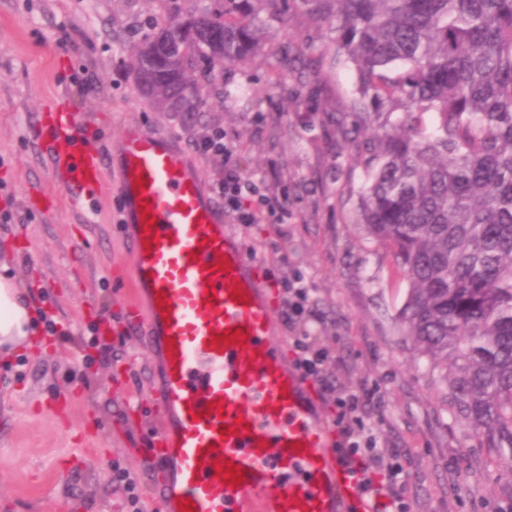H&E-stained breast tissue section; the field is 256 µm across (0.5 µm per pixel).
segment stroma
<instances>
[{"label": "stroma", "mask_w": 512, "mask_h": 512, "mask_svg": "<svg viewBox=\"0 0 512 512\" xmlns=\"http://www.w3.org/2000/svg\"><path fill=\"white\" fill-rule=\"evenodd\" d=\"M157 14L156 0H0V214H11L0 218V275L23 285L38 313L32 346L0 355V512H126L112 487L119 469L137 475L144 512L160 507L150 446L163 419L149 349L121 323L131 257L118 201L104 195L87 221L52 180L38 119L59 94L103 153L132 119L188 150L220 125L246 143L249 173L276 165L290 223L240 233L261 269L276 250L302 274L337 386L379 388L372 415L381 443L402 456L411 512H512V474L454 417L438 372L395 325L407 283L358 222L366 176L333 122L354 98L352 69L323 67L314 102L295 78H278L282 46L297 52L315 35L297 15L225 68L223 96L162 112L137 92L131 55Z\"/></svg>", "instance_id": "35a3bbf8"}]
</instances>
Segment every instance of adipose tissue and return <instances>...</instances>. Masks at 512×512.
<instances>
[{
	"mask_svg": "<svg viewBox=\"0 0 512 512\" xmlns=\"http://www.w3.org/2000/svg\"><path fill=\"white\" fill-rule=\"evenodd\" d=\"M33 315L24 289L0 276V352L8 354L31 346Z\"/></svg>",
	"mask_w": 512,
	"mask_h": 512,
	"instance_id": "adipose-tissue-1",
	"label": "adipose tissue"
}]
</instances>
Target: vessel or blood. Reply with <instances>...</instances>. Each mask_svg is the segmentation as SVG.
<instances>
[{
    "label": "vessel or blood",
    "mask_w": 512,
    "mask_h": 512,
    "mask_svg": "<svg viewBox=\"0 0 512 512\" xmlns=\"http://www.w3.org/2000/svg\"><path fill=\"white\" fill-rule=\"evenodd\" d=\"M45 141L83 213L109 187L120 201L126 323L158 359L168 422L154 442L162 512H371L313 384L273 338L256 260L178 142L129 121L103 155L58 107Z\"/></svg>",
    "instance_id": "b4317fda"
}]
</instances>
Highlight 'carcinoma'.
Listing matches in <instances>:
<instances>
[{
  "instance_id": "carcinoma-1",
  "label": "carcinoma",
  "mask_w": 512,
  "mask_h": 512,
  "mask_svg": "<svg viewBox=\"0 0 512 512\" xmlns=\"http://www.w3.org/2000/svg\"><path fill=\"white\" fill-rule=\"evenodd\" d=\"M297 10L356 75L359 222L407 282L395 323L512 471V0H211L190 40L169 36L173 66L136 48L146 97L194 111L193 85Z\"/></svg>"
}]
</instances>
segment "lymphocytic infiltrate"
Wrapping results in <instances>:
<instances>
[{"instance_id": "f902f5d3", "label": "lymphocytic infiltrate", "mask_w": 512, "mask_h": 512, "mask_svg": "<svg viewBox=\"0 0 512 512\" xmlns=\"http://www.w3.org/2000/svg\"><path fill=\"white\" fill-rule=\"evenodd\" d=\"M202 156L224 160L222 173L213 181L212 192L224 203V215L234 224H284L291 213L285 192L276 191L269 179L247 173L244 166L246 147L224 129L213 128L194 145ZM281 320L295 333L294 365L304 378L318 385L336 407V422L343 439L344 455L364 472L363 493L375 499L383 512H410L406 496L407 477L401 458L378 440L369 423L371 398L363 387L340 388L330 377L332 356L325 339L311 331L317 322L315 308L309 302V290L298 275L280 276ZM384 472L386 483L367 479L368 471Z\"/></svg>"}]
</instances>
